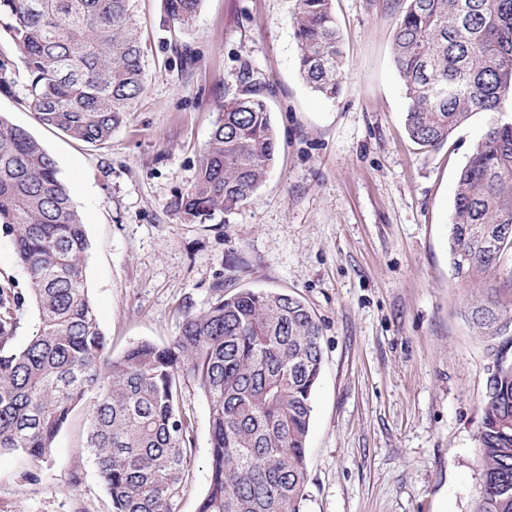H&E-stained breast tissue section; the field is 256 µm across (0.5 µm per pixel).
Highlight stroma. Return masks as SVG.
Wrapping results in <instances>:
<instances>
[{"label": "stroma", "mask_w": 512, "mask_h": 512, "mask_svg": "<svg viewBox=\"0 0 512 512\" xmlns=\"http://www.w3.org/2000/svg\"><path fill=\"white\" fill-rule=\"evenodd\" d=\"M295 0H203L191 30L163 22V0H135L144 93L103 145L39 125L27 70L5 31L13 85L0 116L53 156L90 248L85 276L113 354L168 344L213 286L298 297L322 329L313 392L305 512H470L481 488L478 426L493 358L463 318L448 257L456 176L489 116L478 112L435 150L416 145L392 55L401 0H334L346 66L328 100L301 76ZM188 45L190 58L176 48ZM263 86L278 137L269 179L240 208L185 219L191 188L226 99ZM19 296L13 344L35 330L29 280L0 234V289ZM190 481L173 512H197L209 481L208 408L195 385ZM76 409L40 466L0 454V512H110ZM79 487H71L72 473Z\"/></svg>", "instance_id": "obj_1"}]
</instances>
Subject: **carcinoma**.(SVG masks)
I'll return each instance as SVG.
<instances>
[{"instance_id":"carcinoma-1","label":"carcinoma","mask_w":512,"mask_h":512,"mask_svg":"<svg viewBox=\"0 0 512 512\" xmlns=\"http://www.w3.org/2000/svg\"><path fill=\"white\" fill-rule=\"evenodd\" d=\"M393 40L410 138L445 143L476 112L491 119L457 178L448 254L462 315L501 363L490 374L478 429L482 486L472 512H512V316L491 273L512 251V0H405ZM135 0H0V28L27 69L35 120L103 144L148 81ZM203 0H163L164 22L189 28ZM302 77L327 99L340 91L344 52L333 0H295ZM277 134L258 83L224 104L191 189L187 219L230 212L267 180ZM0 232L29 278L36 330L9 345L11 297L0 294V453L28 460L38 481L60 431L86 393L85 448L111 512H171L187 487L194 427L181 409L192 383L209 410L210 481L197 512H303L312 394L321 328L300 299L215 285L186 311L167 345L140 341L114 357L86 288L85 225L55 160L0 117Z\"/></svg>"}]
</instances>
